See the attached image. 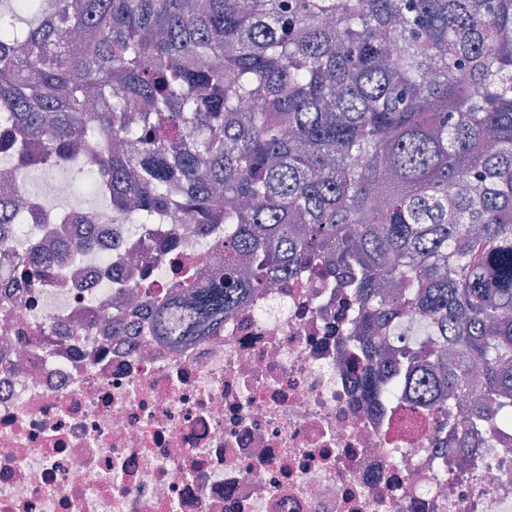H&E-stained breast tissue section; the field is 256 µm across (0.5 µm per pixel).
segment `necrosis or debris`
Listing matches in <instances>:
<instances>
[{
  "mask_svg": "<svg viewBox=\"0 0 512 512\" xmlns=\"http://www.w3.org/2000/svg\"><path fill=\"white\" fill-rule=\"evenodd\" d=\"M60 198L91 243L0 226V512H512V448L437 453L442 416L362 395L340 276L279 278L168 345L151 309L183 259L223 280V225L115 224L52 176L29 196ZM48 241L68 265L21 278Z\"/></svg>",
  "mask_w": 512,
  "mask_h": 512,
  "instance_id": "1",
  "label": "necrosis or debris"
}]
</instances>
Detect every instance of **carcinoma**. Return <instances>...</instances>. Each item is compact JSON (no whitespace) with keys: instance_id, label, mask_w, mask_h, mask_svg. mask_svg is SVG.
<instances>
[{"instance_id":"cac0c4a2","label":"carcinoma","mask_w":512,"mask_h":512,"mask_svg":"<svg viewBox=\"0 0 512 512\" xmlns=\"http://www.w3.org/2000/svg\"><path fill=\"white\" fill-rule=\"evenodd\" d=\"M0 127L124 224L224 225V281L194 266L155 338L205 335L253 289L356 268L366 353L404 352L424 407L481 398L462 445L512 437V0H8ZM22 204L0 199V226ZM390 368L364 396L394 402ZM402 333L399 336H391L387 339V359H398L403 352V349L408 345L422 339L423 332L427 327V318L409 314L403 318Z\"/></svg>"}]
</instances>
